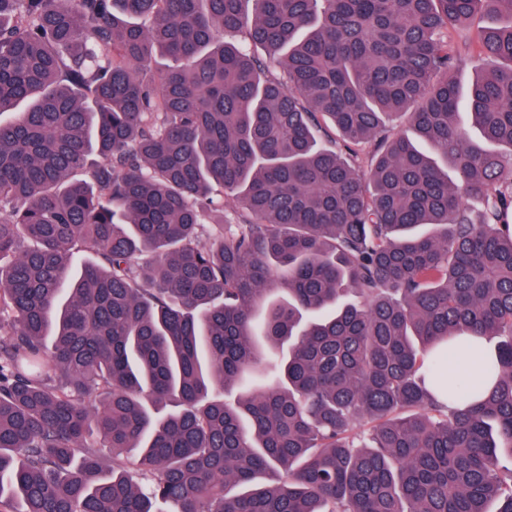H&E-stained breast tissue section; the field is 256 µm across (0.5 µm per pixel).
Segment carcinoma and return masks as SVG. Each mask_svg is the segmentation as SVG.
Wrapping results in <instances>:
<instances>
[{
    "instance_id": "cac0c4a2",
    "label": "carcinoma",
    "mask_w": 512,
    "mask_h": 512,
    "mask_svg": "<svg viewBox=\"0 0 512 512\" xmlns=\"http://www.w3.org/2000/svg\"><path fill=\"white\" fill-rule=\"evenodd\" d=\"M2 258L9 512H512V0H0ZM491 63L481 60L477 51L470 58H466L454 72L453 76L460 90H466L476 73L491 69ZM465 338L467 345L448 359L444 379L448 387L454 386L460 378H468L482 389H488L491 383L483 372L486 350L480 345L478 336H465Z\"/></svg>"
}]
</instances>
